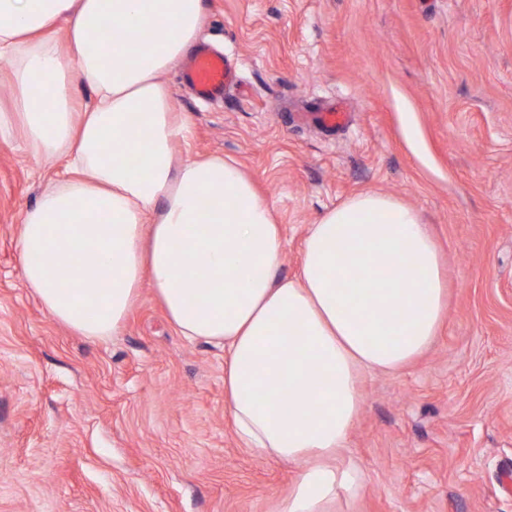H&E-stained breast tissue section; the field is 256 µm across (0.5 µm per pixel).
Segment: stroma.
<instances>
[{
    "instance_id": "stroma-1",
    "label": "stroma",
    "mask_w": 512,
    "mask_h": 512,
    "mask_svg": "<svg viewBox=\"0 0 512 512\" xmlns=\"http://www.w3.org/2000/svg\"><path fill=\"white\" fill-rule=\"evenodd\" d=\"M198 43L240 85L188 121L180 156L235 160L295 276L310 224L362 192L418 210L448 311L431 348L369 372L341 462L365 488L328 512H512V0H207ZM353 119L301 121L331 99ZM63 169L0 139V512H278L296 477L241 447L224 352L183 339L150 284L120 336L52 318L21 274L28 209Z\"/></svg>"
}]
</instances>
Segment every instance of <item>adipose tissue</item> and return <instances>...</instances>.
<instances>
[{
	"label": "adipose tissue",
	"instance_id": "ef3b65f1",
	"mask_svg": "<svg viewBox=\"0 0 512 512\" xmlns=\"http://www.w3.org/2000/svg\"><path fill=\"white\" fill-rule=\"evenodd\" d=\"M203 15L204 0H0L12 88L0 138L66 161L25 213L22 277L56 321L91 338L121 335L150 282L179 335L223 344L241 444L297 467L281 512H325L363 488L337 461L362 372L413 362L445 317L441 257L414 209L367 192L328 208L299 276L279 275L284 238L253 181L224 158L173 152L187 126L164 76ZM119 23L123 41H99ZM71 73L93 93L80 112Z\"/></svg>",
	"mask_w": 512,
	"mask_h": 512
}]
</instances>
